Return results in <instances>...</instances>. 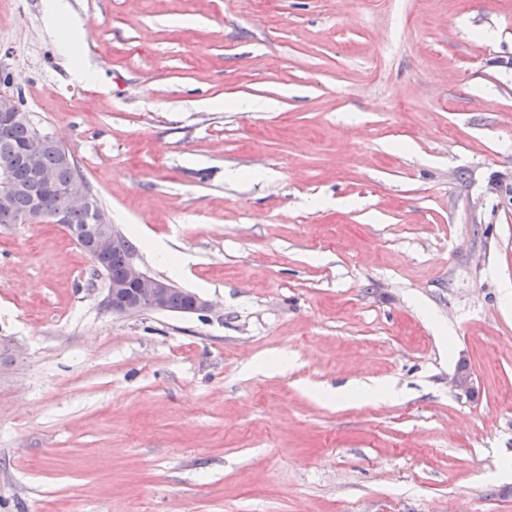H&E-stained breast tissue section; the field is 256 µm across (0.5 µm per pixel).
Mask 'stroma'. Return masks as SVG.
Returning <instances> with one entry per match:
<instances>
[{"mask_svg":"<svg viewBox=\"0 0 512 512\" xmlns=\"http://www.w3.org/2000/svg\"><path fill=\"white\" fill-rule=\"evenodd\" d=\"M69 4L97 84L45 0L0 74L213 308L112 316L1 224L0 512H512V0ZM47 11L59 33L60 54L72 65V72L79 81L94 83L97 73L84 64L85 43L80 20L70 9L68 0H48Z\"/></svg>","mask_w":512,"mask_h":512,"instance_id":"stroma-1","label":"stroma"}]
</instances>
